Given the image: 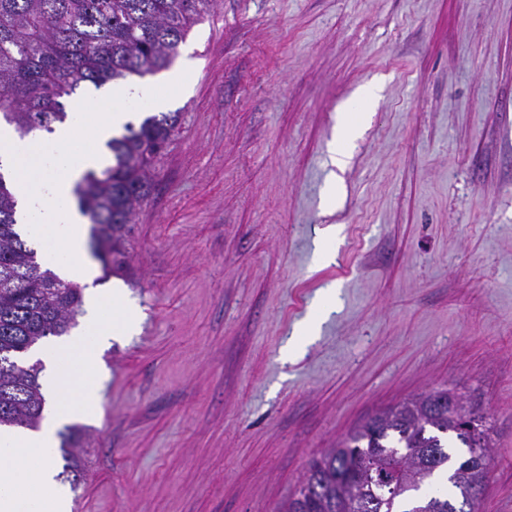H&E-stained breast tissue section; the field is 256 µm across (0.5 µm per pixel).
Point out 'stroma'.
I'll return each instance as SVG.
<instances>
[{"label":"stroma","instance_id":"35a3bbf8","mask_svg":"<svg viewBox=\"0 0 512 512\" xmlns=\"http://www.w3.org/2000/svg\"><path fill=\"white\" fill-rule=\"evenodd\" d=\"M179 51L129 272L96 279L138 327L99 352L71 512H276L314 457L443 386L487 417L479 512H512V0H217ZM374 78L333 170L337 109ZM336 303V291L333 288H327L324 291V298L320 301L318 304L312 318L310 321L299 327L294 333L291 339L289 340L286 350H285V356L288 359L289 356L296 355L299 350L301 349L304 339L306 336H312L314 335L311 331L313 328L317 327L324 317L332 311Z\"/></svg>","mask_w":512,"mask_h":512}]
</instances>
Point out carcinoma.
<instances>
[{
  "label": "carcinoma",
  "instance_id": "carcinoma-1",
  "mask_svg": "<svg viewBox=\"0 0 512 512\" xmlns=\"http://www.w3.org/2000/svg\"><path fill=\"white\" fill-rule=\"evenodd\" d=\"M216 0H0V123L18 137L54 131L67 99L85 84L99 88L167 69L180 43ZM177 115L145 118L106 142L112 164L86 171L73 193L92 224V246L109 271L128 267L125 237L148 198L150 170L166 150ZM82 288L37 260L17 230L16 199L0 177V427L36 429L45 399L39 364L21 359L40 340L77 325ZM482 431H463L448 406L419 394L366 420L309 463L278 512H477L475 479L487 480L493 457L485 415L453 389ZM62 475L76 489L84 474L85 433L60 434Z\"/></svg>",
  "mask_w": 512,
  "mask_h": 512
}]
</instances>
